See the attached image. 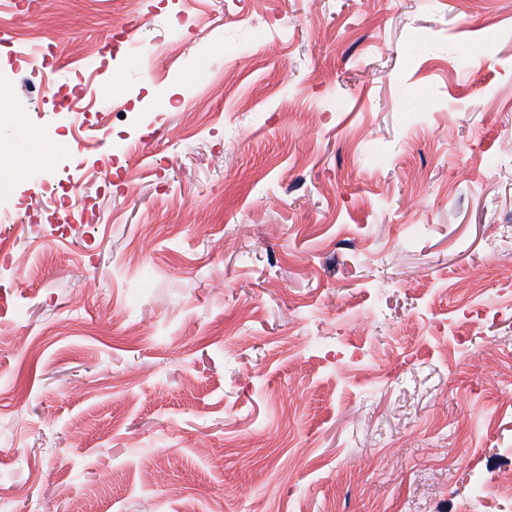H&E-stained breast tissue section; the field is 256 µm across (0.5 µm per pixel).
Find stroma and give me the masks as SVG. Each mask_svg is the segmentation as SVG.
<instances>
[{
	"instance_id": "35a3bbf8",
	"label": "stroma",
	"mask_w": 512,
	"mask_h": 512,
	"mask_svg": "<svg viewBox=\"0 0 512 512\" xmlns=\"http://www.w3.org/2000/svg\"><path fill=\"white\" fill-rule=\"evenodd\" d=\"M0 87V512H512V0H0Z\"/></svg>"
}]
</instances>
